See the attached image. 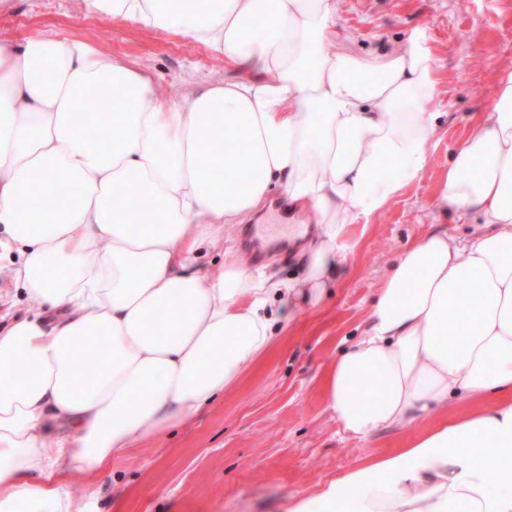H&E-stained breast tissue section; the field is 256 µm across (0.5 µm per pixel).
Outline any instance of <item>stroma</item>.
Here are the masks:
<instances>
[{"label": "stroma", "mask_w": 512, "mask_h": 512, "mask_svg": "<svg viewBox=\"0 0 512 512\" xmlns=\"http://www.w3.org/2000/svg\"><path fill=\"white\" fill-rule=\"evenodd\" d=\"M337 26L359 55L404 45L415 27L428 28L442 84L432 104L441 119L426 146L427 166L368 222L346 228V260L320 307L270 304L280 336L236 388L192 422L114 462L112 512H287L291 499L367 458L407 447L434 424L428 418L351 437L327 412L322 379L360 336L388 268L412 241L433 230L460 240L483 231L479 216L461 222L440 210L436 193L473 117L492 108L497 71L512 67V0H339ZM40 32L90 41L148 70L165 90L243 75L182 34L100 17L84 0H13L0 12L1 35L20 42ZM318 231L306 213L287 212L277 194L258 219L226 229L223 245L204 250L198 262L216 268L237 257L294 280L302 275L300 249ZM21 259L16 250L0 255L1 326L30 310L11 275Z\"/></svg>", "instance_id": "35a3bbf8"}]
</instances>
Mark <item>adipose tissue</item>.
I'll use <instances>...</instances> for the list:
<instances>
[{
  "mask_svg": "<svg viewBox=\"0 0 512 512\" xmlns=\"http://www.w3.org/2000/svg\"><path fill=\"white\" fill-rule=\"evenodd\" d=\"M85 4L246 75L167 94L89 41L0 35V248H23L13 277L34 308L0 330V512H106L113 461L241 381L278 338L271 301H320L346 226L423 173L437 133L427 27L365 57L336 29L338 0ZM94 98L112 111L91 129L75 112ZM472 125L437 205L489 231L414 241L323 378L352 437L438 422L288 512H512V67ZM277 186L320 227L303 276L197 267ZM459 401L476 408L449 413ZM76 473L94 484L81 499Z\"/></svg>",
  "mask_w": 512,
  "mask_h": 512,
  "instance_id": "ef3b65f1",
  "label": "adipose tissue"
}]
</instances>
